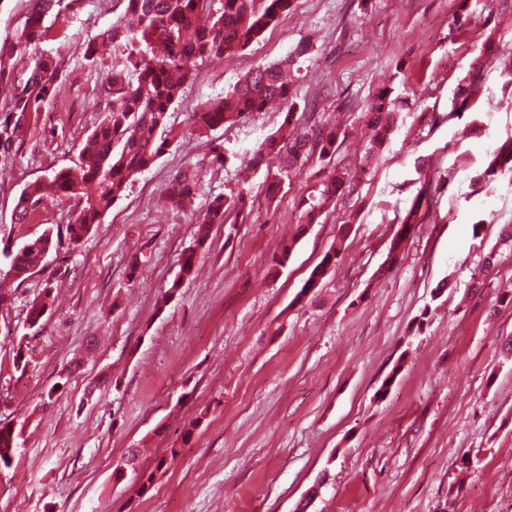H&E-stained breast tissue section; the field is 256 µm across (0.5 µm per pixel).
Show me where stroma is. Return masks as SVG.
I'll return each mask as SVG.
<instances>
[{
	"mask_svg": "<svg viewBox=\"0 0 512 512\" xmlns=\"http://www.w3.org/2000/svg\"><path fill=\"white\" fill-rule=\"evenodd\" d=\"M120 11L117 0H61L44 19L50 41L13 58L21 76L39 55L59 56L61 105L34 113L23 146L0 154L2 272L6 251L64 228L75 209L48 196L14 219L28 183L77 162L106 98L104 66L84 49ZM458 13L459 0H295L246 50L198 64L185 89L193 102L223 97L248 71L306 46L293 120L340 127L335 163L354 171L378 88L394 86L411 107L354 209L329 210L301 235L299 204L317 167L292 172L272 195L278 171L256 161L284 110L200 136L176 106L181 142L78 248L60 246L0 303V422L20 443L0 470V512H297L313 487L308 512H512V304L500 301L512 290V246L499 241L512 225V174L477 180L488 151L512 135V85L489 69L471 109L449 114L474 37L493 36L512 56V13L475 9L461 31ZM430 111L427 130L419 115ZM217 140L224 167L205 173L193 209L168 208L172 175ZM425 183L436 188L430 214L383 270ZM238 192L253 208L213 225L195 273L166 299L197 214ZM347 220L352 232L317 298L296 302ZM292 237L286 266H276ZM492 249L498 266L485 276ZM47 290L54 301L28 328ZM132 448L144 451L148 489L115 477ZM170 448L178 456L156 469Z\"/></svg>",
	"mask_w": 512,
	"mask_h": 512,
	"instance_id": "stroma-1",
	"label": "stroma"
}]
</instances>
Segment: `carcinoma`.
Listing matches in <instances>:
<instances>
[{"label":"carcinoma","mask_w":512,"mask_h":512,"mask_svg":"<svg viewBox=\"0 0 512 512\" xmlns=\"http://www.w3.org/2000/svg\"><path fill=\"white\" fill-rule=\"evenodd\" d=\"M294 0H122L120 16L86 43L84 57L91 63L101 61L100 48L112 46L118 55L110 60L105 77L107 104L100 111L97 124L88 135L73 168L52 172L44 180L24 187L15 204V219L23 221L31 207L47 195L75 200L77 208L65 225L69 245L76 247L94 227L101 223L112 205L122 197L133 178L153 165L177 138L170 124L174 105L184 101L185 87L194 79L197 63L204 59L222 58L246 49L268 28L278 24L293 9ZM59 0H38L24 25L16 31L15 42L0 44V81L11 80L9 60L14 52L36 45L46 37L43 17ZM469 74L454 90V107L468 109L479 94L484 61L498 57L496 43L487 38L476 48ZM294 60L287 56L268 66L259 67L241 79L232 91L215 101L195 104L189 117L202 134L238 122L245 115L261 112L266 104L279 99L289 102ZM60 58L41 56L26 76L17 80L9 108L0 114V152L10 153L25 142L28 114L39 112L56 91ZM404 98L394 89L379 90L368 105L371 140L364 155L367 172L376 154L390 141L397 128ZM292 107L276 134L263 144L260 153L277 163L282 174H289L304 164L320 165L317 195L300 204L299 223L302 230L319 223L325 203L337 199L347 204L358 194L360 177L332 161L338 150L339 133L333 127L318 125L300 128L291 123ZM491 157L480 175L488 180L503 172L512 173V137L489 151ZM226 163L224 147L216 144L211 156L178 171L167 186L171 208L190 206L202 182L203 173ZM245 207L242 195H217L209 200L205 212L197 220L196 245L208 239L214 224L224 223V215ZM424 221L425 216L410 212L401 222L403 231L396 232L388 256L398 258L399 249L411 231V220ZM345 236H340L322 261L312 270L303 285L308 288L321 283L327 269L342 250ZM61 239L50 232L26 242L6 255L9 259L5 278L23 282L41 270L48 256L57 251ZM197 262L195 248L184 251L180 275L175 278L167 296H174L190 276ZM50 305V291L35 300L28 311V324H40ZM18 449V434L0 424V469L10 468Z\"/></svg>","instance_id":"obj_1"}]
</instances>
